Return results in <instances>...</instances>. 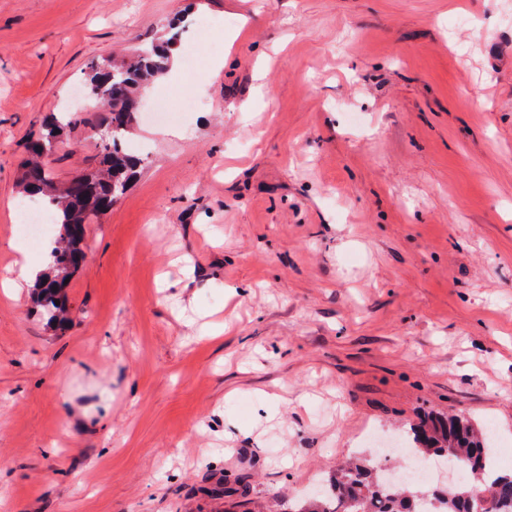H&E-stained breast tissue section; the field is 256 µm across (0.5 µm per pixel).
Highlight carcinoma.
<instances>
[{
	"label": "carcinoma",
	"instance_id": "obj_1",
	"mask_svg": "<svg viewBox=\"0 0 512 512\" xmlns=\"http://www.w3.org/2000/svg\"><path fill=\"white\" fill-rule=\"evenodd\" d=\"M179 33L166 41L141 49L120 65L110 58H98L87 65L85 82L93 92L94 105L103 109L101 125L110 128L104 141L102 167L84 175V189H58L46 171L42 156L53 153L60 131L78 122L47 121L30 133L29 158L21 164L20 184L29 195L42 194L56 208L58 246L50 271L35 283L34 301L48 323L65 330L70 318L60 281L71 278L62 262L78 264L85 258L87 210L99 202L112 209V201L126 191L143 158L129 152L124 142L135 120L131 111L136 94L150 79L163 75L171 64V45ZM413 457L420 463L434 458L468 474L446 488L429 489L427 499L419 497L423 489L408 480L394 487L380 479L379 466L367 461L347 462L336 469L325 489L296 503L293 512H477L475 491L486 495L492 508L488 512H512V470L498 471L486 479V464L493 454L486 426L459 416L425 414L410 428Z\"/></svg>",
	"mask_w": 512,
	"mask_h": 512
}]
</instances>
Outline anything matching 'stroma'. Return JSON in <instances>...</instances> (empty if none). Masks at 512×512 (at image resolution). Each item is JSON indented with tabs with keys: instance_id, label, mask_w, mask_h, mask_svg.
Masks as SVG:
<instances>
[{
	"instance_id": "1",
	"label": "stroma",
	"mask_w": 512,
	"mask_h": 512,
	"mask_svg": "<svg viewBox=\"0 0 512 512\" xmlns=\"http://www.w3.org/2000/svg\"><path fill=\"white\" fill-rule=\"evenodd\" d=\"M203 17L222 49L141 92L69 329L0 287V512H288L352 457L399 467L363 436L426 413L512 455V0H0V283L41 262L29 132ZM101 145L77 125L45 165ZM50 222L49 212L41 205L34 211L20 213V233L25 241L35 239L39 231Z\"/></svg>"
}]
</instances>
